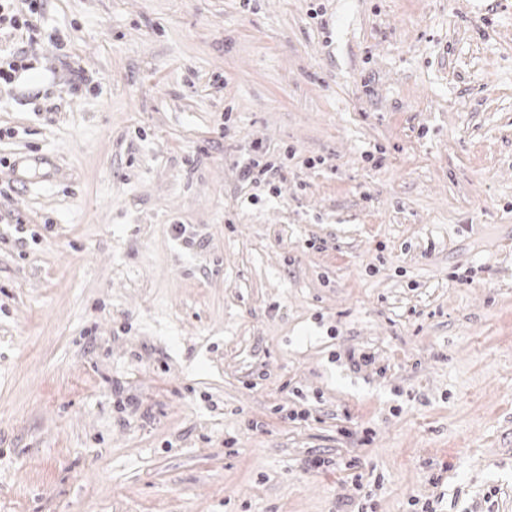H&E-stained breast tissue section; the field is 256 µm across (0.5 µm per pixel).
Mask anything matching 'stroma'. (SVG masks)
<instances>
[{"mask_svg":"<svg viewBox=\"0 0 512 512\" xmlns=\"http://www.w3.org/2000/svg\"><path fill=\"white\" fill-rule=\"evenodd\" d=\"M38 25L0 31L42 76L0 83V512H512V0ZM281 162L268 156L267 151L256 147L252 150V156L248 157L242 165V179L255 186L268 188V191L275 192L274 180L281 171Z\"/></svg>","mask_w":512,"mask_h":512,"instance_id":"1","label":"stroma"}]
</instances>
